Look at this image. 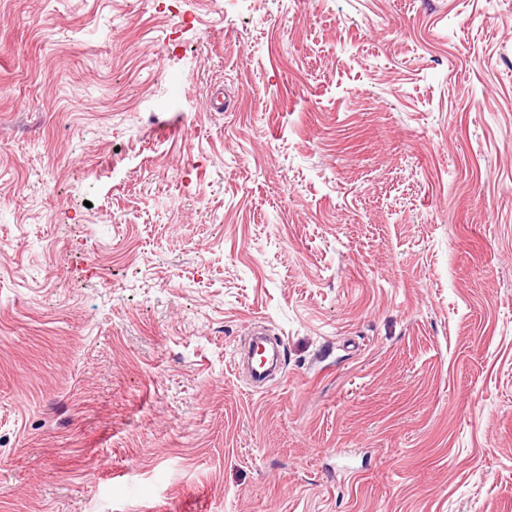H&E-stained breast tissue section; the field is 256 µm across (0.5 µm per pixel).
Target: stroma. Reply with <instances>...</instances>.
I'll return each mask as SVG.
<instances>
[{
	"instance_id": "obj_1",
	"label": "stroma",
	"mask_w": 512,
	"mask_h": 512,
	"mask_svg": "<svg viewBox=\"0 0 512 512\" xmlns=\"http://www.w3.org/2000/svg\"><path fill=\"white\" fill-rule=\"evenodd\" d=\"M0 512H512V0H0Z\"/></svg>"
}]
</instances>
